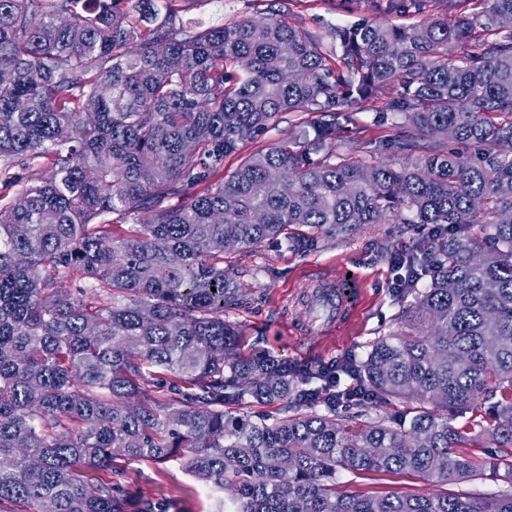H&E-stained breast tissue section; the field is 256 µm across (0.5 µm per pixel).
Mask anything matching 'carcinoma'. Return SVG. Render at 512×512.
Masks as SVG:
<instances>
[{
  "label": "carcinoma",
  "instance_id": "cac0c4a2",
  "mask_svg": "<svg viewBox=\"0 0 512 512\" xmlns=\"http://www.w3.org/2000/svg\"><path fill=\"white\" fill-rule=\"evenodd\" d=\"M195 2L0 0V187L21 185L0 208V504L127 512L92 476L119 453L180 460L224 512H512V0H372L437 12L326 33L288 24L286 0L203 29ZM292 112L294 140L219 176ZM359 112L396 129L363 160L341 136ZM366 224L434 232L400 260L397 330L344 367L351 422L308 370L237 353L224 253ZM246 396L284 415L224 410ZM395 471L507 489L336 488ZM505 489V483L497 481L490 476H485L482 479H477L469 483H448V485L442 486V490L447 491L448 494L463 492L475 498H486L494 496L501 493V491Z\"/></svg>",
  "mask_w": 512,
  "mask_h": 512
}]
</instances>
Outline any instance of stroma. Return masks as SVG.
<instances>
[{
  "mask_svg": "<svg viewBox=\"0 0 512 512\" xmlns=\"http://www.w3.org/2000/svg\"><path fill=\"white\" fill-rule=\"evenodd\" d=\"M255 14V0H198L191 16L209 26ZM372 15L368 0H344L340 5L335 0H292L288 21L304 31L323 32ZM426 236L427 228L420 224H368L348 238L324 240L303 252L267 244L248 253L225 254V274L247 291L242 303L224 310L225 320L240 329L241 353H267L313 373L363 358L374 340L397 326L395 255L413 251ZM330 286L350 287L355 307L332 329L326 314L309 302L313 292ZM99 476L121 486L127 512L158 501L176 502L179 512H218L224 498L176 460L131 462L118 454ZM339 486L360 495L432 490L408 472L346 474Z\"/></svg>",
  "mask_w": 512,
  "mask_h": 512,
  "instance_id": "obj_1",
  "label": "stroma"
}]
</instances>
